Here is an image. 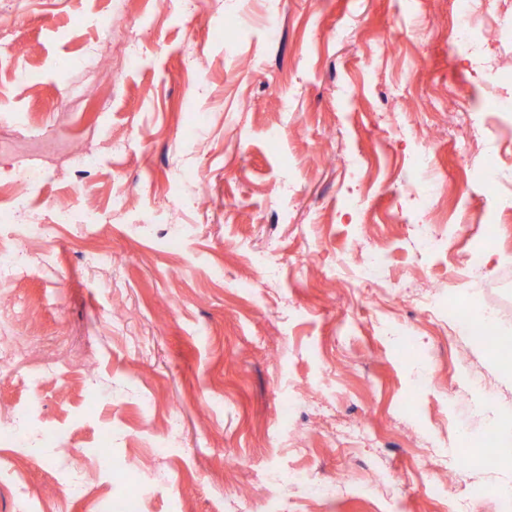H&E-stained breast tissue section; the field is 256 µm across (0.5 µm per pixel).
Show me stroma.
<instances>
[{"mask_svg":"<svg viewBox=\"0 0 512 512\" xmlns=\"http://www.w3.org/2000/svg\"><path fill=\"white\" fill-rule=\"evenodd\" d=\"M0 8V137L78 126L100 158L79 176L48 164L38 223H0L30 259L0 288V322L30 351L0 366V419L27 418L0 444V512H111L130 495L139 512H500L512 463L485 466L480 446L512 431V373L440 314L493 311L512 341V116L452 48L459 0ZM486 164L508 182L495 198ZM58 198L95 223H50ZM481 238L480 278L450 288ZM373 249L377 271L360 260ZM106 251L123 264L90 261ZM50 349L66 356L52 373ZM432 451L460 461L455 480L421 468Z\"/></svg>","mask_w":512,"mask_h":512,"instance_id":"obj_1","label":"stroma"}]
</instances>
